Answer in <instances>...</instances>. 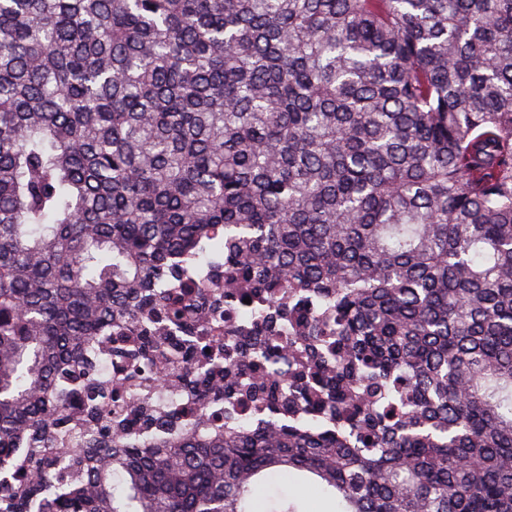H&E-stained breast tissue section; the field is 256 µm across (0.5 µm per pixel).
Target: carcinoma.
Instances as JSON below:
<instances>
[{"instance_id":"carcinoma-1","label":"carcinoma","mask_w":512,"mask_h":512,"mask_svg":"<svg viewBox=\"0 0 512 512\" xmlns=\"http://www.w3.org/2000/svg\"><path fill=\"white\" fill-rule=\"evenodd\" d=\"M288 475L512 512V0H0V512Z\"/></svg>"}]
</instances>
